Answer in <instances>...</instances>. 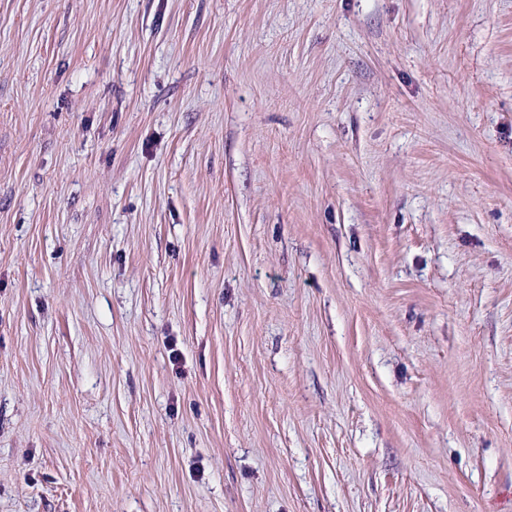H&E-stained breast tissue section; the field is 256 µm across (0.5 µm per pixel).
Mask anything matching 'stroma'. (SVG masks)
<instances>
[{
  "label": "stroma",
  "mask_w": 512,
  "mask_h": 512,
  "mask_svg": "<svg viewBox=\"0 0 512 512\" xmlns=\"http://www.w3.org/2000/svg\"><path fill=\"white\" fill-rule=\"evenodd\" d=\"M0 512H512V0H0Z\"/></svg>",
  "instance_id": "35a3bbf8"
}]
</instances>
